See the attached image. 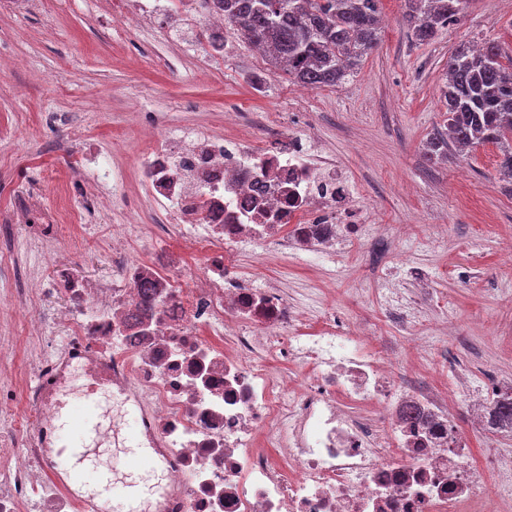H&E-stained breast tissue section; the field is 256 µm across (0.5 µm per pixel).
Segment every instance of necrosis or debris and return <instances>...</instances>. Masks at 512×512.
Here are the masks:
<instances>
[{"label": "necrosis or debris", "mask_w": 512, "mask_h": 512, "mask_svg": "<svg viewBox=\"0 0 512 512\" xmlns=\"http://www.w3.org/2000/svg\"><path fill=\"white\" fill-rule=\"evenodd\" d=\"M79 192L101 203L114 175L96 147ZM160 230L201 244L184 278L180 252L140 259L112 232L115 280L28 277L0 255V293L59 296L26 322L25 425L0 429V512H82L49 483L43 436L72 363L145 403L146 432L170 459L160 512H495L498 496L430 386L369 353L364 329L310 321L270 282L243 283L232 254L270 246L335 258L371 238L356 188L300 137L260 149L212 134L155 136L138 161ZM281 361L300 376L276 374Z\"/></svg>", "instance_id": "4bbe7bcc"}]
</instances>
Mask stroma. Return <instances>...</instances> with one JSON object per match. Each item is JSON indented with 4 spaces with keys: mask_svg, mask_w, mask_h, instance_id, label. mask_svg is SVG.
<instances>
[{
    "mask_svg": "<svg viewBox=\"0 0 512 512\" xmlns=\"http://www.w3.org/2000/svg\"><path fill=\"white\" fill-rule=\"evenodd\" d=\"M108 2L29 0L25 13H0V250L34 274L67 266L92 280L113 279L112 229L124 225L132 255L183 250L184 275L192 277L201 262L195 248L150 230L154 204L137 171L146 148L141 130L174 138L203 130L258 146L263 118H277L354 172L360 192L352 205L374 233L391 235L405 224L410 234L377 266L362 240L333 260L243 253L239 271L279 282L300 309L372 325L373 349L388 353L399 373L414 369L439 393L454 394L474 462L491 451L512 456V434L473 427L466 392L451 390L443 373L453 358L473 381L512 382V303L504 300L512 274L501 264L512 242V181L499 173L496 145L445 158L427 148L446 128L441 89L451 53L493 41L511 54L512 4L466 0L448 28L421 43L404 22V0H382L377 47L342 84L302 97L232 32L224 34L223 55H213L196 0L128 29L107 24ZM89 143L122 176L109 190L111 206L86 226L64 223L52 241L34 243L18 214L85 209L71 186L83 178L74 161ZM392 288L414 302L411 332L390 321ZM57 304L21 298L0 305V366L25 365V329L14 323L13 306L35 316ZM418 336L438 339L425 363Z\"/></svg>",
    "mask_w": 512,
    "mask_h": 512,
    "instance_id": "1",
    "label": "stroma"
}]
</instances>
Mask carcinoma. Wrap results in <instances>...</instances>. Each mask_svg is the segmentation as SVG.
I'll return each mask as SVG.
<instances>
[{
    "label": "carcinoma",
    "mask_w": 512,
    "mask_h": 512,
    "mask_svg": "<svg viewBox=\"0 0 512 512\" xmlns=\"http://www.w3.org/2000/svg\"><path fill=\"white\" fill-rule=\"evenodd\" d=\"M380 0H217L224 25L271 63L312 88L336 86L378 43ZM405 20L420 42L432 40L466 0H405ZM500 45L458 46L448 59L443 96L448 134L433 151L478 143L502 146L499 169L512 180V61Z\"/></svg>",
    "instance_id": "1"
}]
</instances>
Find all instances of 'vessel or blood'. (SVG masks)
I'll return each mask as SVG.
<instances>
[{
    "label": "vessel or blood",
    "instance_id": "b4317fda",
    "mask_svg": "<svg viewBox=\"0 0 512 512\" xmlns=\"http://www.w3.org/2000/svg\"><path fill=\"white\" fill-rule=\"evenodd\" d=\"M50 429L51 477L85 512H154L169 460L145 434L136 397L113 394L72 367Z\"/></svg>",
    "mask_w": 512,
    "mask_h": 512
}]
</instances>
